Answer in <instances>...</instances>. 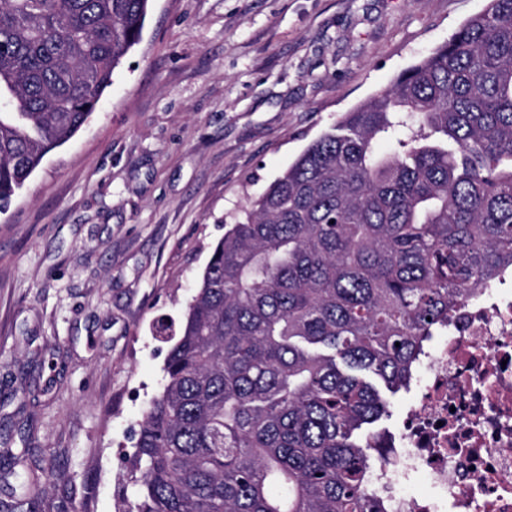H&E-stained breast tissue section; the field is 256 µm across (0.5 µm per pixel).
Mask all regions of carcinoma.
<instances>
[{
    "label": "carcinoma",
    "instance_id": "1",
    "mask_svg": "<svg viewBox=\"0 0 512 512\" xmlns=\"http://www.w3.org/2000/svg\"><path fill=\"white\" fill-rule=\"evenodd\" d=\"M151 0H0V210L95 111ZM381 140L396 143L380 154ZM512 272V0L344 113L225 232L139 422L119 512H379L384 392ZM13 512L39 477L4 450Z\"/></svg>",
    "mask_w": 512,
    "mask_h": 512
}]
</instances>
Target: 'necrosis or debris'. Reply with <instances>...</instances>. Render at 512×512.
<instances>
[{
    "label": "necrosis or debris",
    "instance_id": "1",
    "mask_svg": "<svg viewBox=\"0 0 512 512\" xmlns=\"http://www.w3.org/2000/svg\"><path fill=\"white\" fill-rule=\"evenodd\" d=\"M368 475L383 512H512V289H476L433 337ZM422 478L426 494L407 486Z\"/></svg>",
    "mask_w": 512,
    "mask_h": 512
}]
</instances>
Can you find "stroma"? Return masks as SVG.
I'll use <instances>...</instances> for the list:
<instances>
[{
    "mask_svg": "<svg viewBox=\"0 0 512 512\" xmlns=\"http://www.w3.org/2000/svg\"><path fill=\"white\" fill-rule=\"evenodd\" d=\"M487 0H152L85 126L0 213V436L42 512H118L214 245L351 108Z\"/></svg>",
    "mask_w": 512,
    "mask_h": 512,
    "instance_id": "35a3bbf8",
    "label": "stroma"
}]
</instances>
